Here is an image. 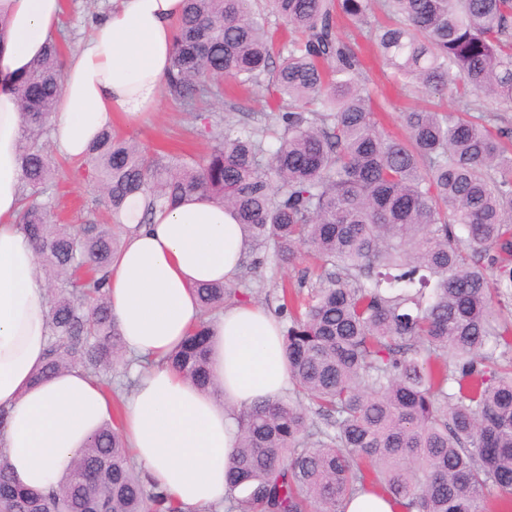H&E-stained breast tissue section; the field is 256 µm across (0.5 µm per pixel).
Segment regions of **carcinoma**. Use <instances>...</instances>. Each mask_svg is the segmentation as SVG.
Returning a JSON list of instances; mask_svg holds the SVG:
<instances>
[{"label": "carcinoma", "instance_id": "obj_1", "mask_svg": "<svg viewBox=\"0 0 512 512\" xmlns=\"http://www.w3.org/2000/svg\"><path fill=\"white\" fill-rule=\"evenodd\" d=\"M166 94L191 107L219 82L266 86L261 127L214 125L200 158L151 151L104 131L75 162L109 223L65 224L46 196L59 175L44 143L61 90L54 42L18 81L23 117L20 222L50 284L40 376L80 366L112 389L128 371L111 317L119 215L140 223L200 195L230 209L278 263L303 252L324 269L307 291L284 284L292 391L236 414L225 512H345L376 491L399 512H480L494 488L512 509V0H184ZM288 26L277 47L271 19ZM368 29L404 85L453 107H408L401 137L338 20ZM200 317L161 359L215 389L213 327L235 284L196 288ZM71 473L42 493L0 461V512H185L133 463L122 404Z\"/></svg>", "mask_w": 512, "mask_h": 512}]
</instances>
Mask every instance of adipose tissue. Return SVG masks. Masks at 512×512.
<instances>
[{
	"label": "adipose tissue",
	"instance_id": "adipose-tissue-1",
	"mask_svg": "<svg viewBox=\"0 0 512 512\" xmlns=\"http://www.w3.org/2000/svg\"><path fill=\"white\" fill-rule=\"evenodd\" d=\"M183 0H113L67 63L50 116L54 148L80 160L114 121L132 125L156 109ZM62 0H0V458L21 485L61 482L92 436L112 419V401L81 368L36 379L47 347V283L20 222L22 115L19 78L56 41ZM141 204L109 274L108 296L129 357L156 364L137 374L124 435L152 483L186 507L209 512L227 493L236 446L233 413L290 385L279 320L252 303L226 307L212 346L217 393L198 390L160 363L198 317L194 289L237 277L247 239L223 206L184 198L140 224Z\"/></svg>",
	"mask_w": 512,
	"mask_h": 512
}]
</instances>
